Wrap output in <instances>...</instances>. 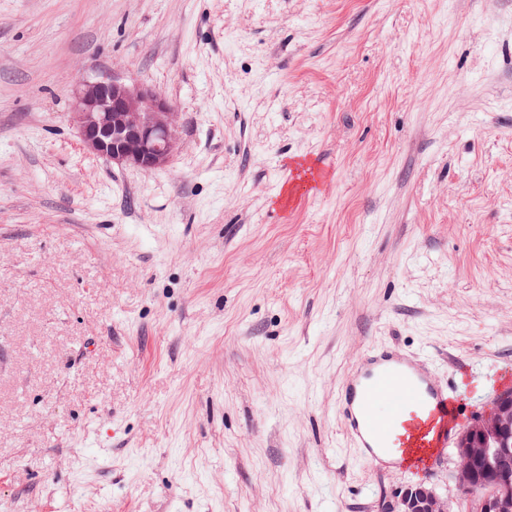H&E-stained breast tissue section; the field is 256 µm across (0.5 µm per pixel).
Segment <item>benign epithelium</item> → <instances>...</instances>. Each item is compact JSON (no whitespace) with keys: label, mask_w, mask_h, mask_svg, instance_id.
I'll use <instances>...</instances> for the list:
<instances>
[{"label":"benign epithelium","mask_w":512,"mask_h":512,"mask_svg":"<svg viewBox=\"0 0 512 512\" xmlns=\"http://www.w3.org/2000/svg\"><path fill=\"white\" fill-rule=\"evenodd\" d=\"M72 120L82 148L112 164L145 172L169 165L178 147L173 105L145 85L103 74L79 82ZM512 390L476 414L456 446L454 481L475 512H512ZM496 448L500 467L486 464ZM394 512H452L448 499L427 484L402 488Z\"/></svg>","instance_id":"obj_1"}]
</instances>
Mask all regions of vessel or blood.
<instances>
[{"label":"vessel or blood","mask_w":512,"mask_h":512,"mask_svg":"<svg viewBox=\"0 0 512 512\" xmlns=\"http://www.w3.org/2000/svg\"><path fill=\"white\" fill-rule=\"evenodd\" d=\"M346 433L368 462L428 465L448 447L463 406L428 367L395 347L372 349L339 391Z\"/></svg>","instance_id":"vessel-or-blood-1"}]
</instances>
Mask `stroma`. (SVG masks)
Wrapping results in <instances>:
<instances>
[{"label": "stroma", "mask_w": 512, "mask_h": 512, "mask_svg": "<svg viewBox=\"0 0 512 512\" xmlns=\"http://www.w3.org/2000/svg\"><path fill=\"white\" fill-rule=\"evenodd\" d=\"M109 73L168 167L82 149ZM374 345L512 389V0H0V512H464L347 437ZM173 105L114 74L79 82L72 120L82 148L113 165L145 172L169 165L178 147ZM393 512H452L448 498L439 495L427 484L418 483L402 488Z\"/></svg>", "instance_id": "stroma-1"}]
</instances>
